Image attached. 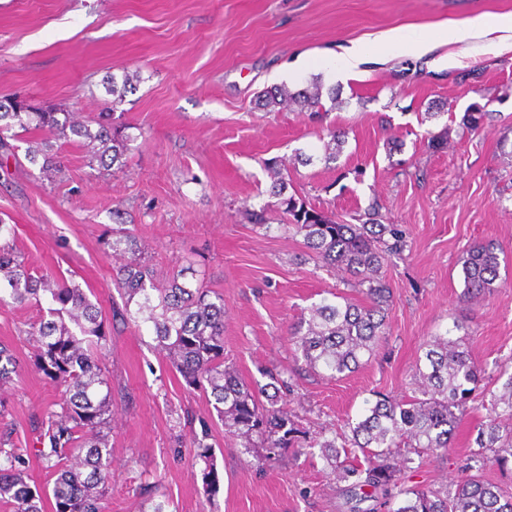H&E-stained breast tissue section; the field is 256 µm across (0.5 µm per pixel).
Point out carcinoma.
Instances as JSON below:
<instances>
[{"label": "carcinoma", "instance_id": "cac0c4a2", "mask_svg": "<svg viewBox=\"0 0 512 512\" xmlns=\"http://www.w3.org/2000/svg\"><path fill=\"white\" fill-rule=\"evenodd\" d=\"M322 88L313 82L295 93L285 88L266 92V105H296L319 115ZM110 114L80 119L72 112H55L20 101H0V147L5 134L18 127L41 130L53 138L77 140L91 160L119 163L130 136L112 132ZM488 113L472 104L462 125L477 131ZM321 160L336 162L345 143L344 133L329 132ZM46 141L30 149L26 159L34 164L43 156V173L53 171ZM271 194L285 216L284 228L303 237L316 262L356 279L367 302L347 297L324 298L309 309L292 333V344L305 368L326 379L342 378L371 358L385 334L390 288L380 277L386 257L405 246L396 224L378 222L375 208L359 224L336 220V215L309 205L288 193V178L278 162L270 167ZM13 227L0 224V303L37 307L26 339L35 347L37 368L59 389V399L48 408L37 436L39 456L52 471L50 498L53 512H105L112 477V378L104 366L110 327L99 304L75 282L52 273L36 275L10 243ZM104 244L123 260L114 280L126 296V319L148 325L186 384L213 398V409L227 435L242 441L245 453L259 465L274 462L297 447L299 429L288 415L291 383L270 375L274 389L253 388L234 368L224 365V300L189 280L185 269L159 280L142 260L135 236L112 230ZM464 288L459 300L472 304L494 291L499 279L497 246L475 243L461 258ZM17 371L13 351L0 344V385ZM505 393L480 390L484 370L465 347V338L447 331L431 337L423 347L413 374V395L396 399L378 394L364 401L360 413L347 421L350 436H333L317 443L320 457L336 480L355 489L370 486L389 496L388 512H512V493L471 474L455 488L409 487L406 474L424 454L445 455L452 448L458 413L468 401L489 399L495 415L482 424L477 445L494 453V463L507 467L512 458V373L508 367ZM505 405L504 413L497 412ZM30 449L18 447L8 424L0 427V503L13 512H44V497L28 482Z\"/></svg>", "mask_w": 512, "mask_h": 512}]
</instances>
